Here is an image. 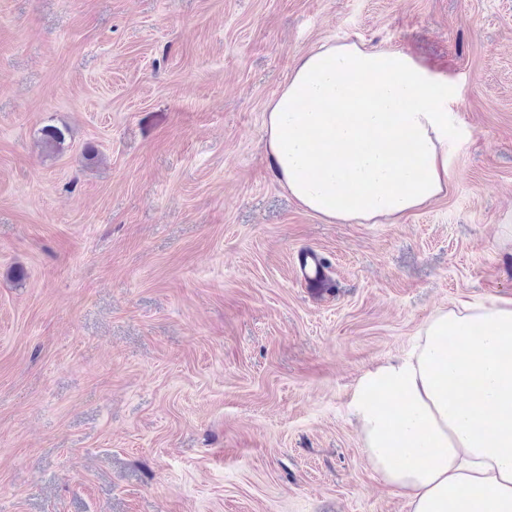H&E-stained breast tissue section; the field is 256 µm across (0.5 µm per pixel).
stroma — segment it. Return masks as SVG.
Masks as SVG:
<instances>
[{"label":"stroma","mask_w":512,"mask_h":512,"mask_svg":"<svg viewBox=\"0 0 512 512\" xmlns=\"http://www.w3.org/2000/svg\"><path fill=\"white\" fill-rule=\"evenodd\" d=\"M346 40L453 85L448 190L395 222L304 210L266 149L295 62ZM499 297L512 0H0V512H407L356 382ZM38 145L47 153L60 151L69 136L67 126L46 125L40 129ZM320 265L321 259L314 252L299 257V270L307 288H323V280L318 274Z\"/></svg>","instance_id":"stroma-1"}]
</instances>
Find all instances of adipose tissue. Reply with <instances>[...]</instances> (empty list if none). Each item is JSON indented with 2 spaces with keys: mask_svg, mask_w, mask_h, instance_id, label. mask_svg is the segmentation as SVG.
Masks as SVG:
<instances>
[{
  "mask_svg": "<svg viewBox=\"0 0 512 512\" xmlns=\"http://www.w3.org/2000/svg\"><path fill=\"white\" fill-rule=\"evenodd\" d=\"M450 88L398 50L324 44L293 67L264 133L282 185L331 222L396 220L448 188ZM408 512H512V298L433 313L350 404Z\"/></svg>",
  "mask_w": 512,
  "mask_h": 512,
  "instance_id": "obj_1",
  "label": "adipose tissue"
}]
</instances>
